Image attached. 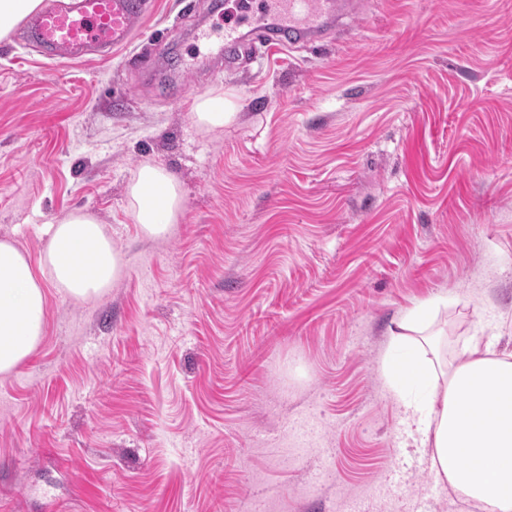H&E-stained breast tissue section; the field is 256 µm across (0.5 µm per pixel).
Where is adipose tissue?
I'll return each instance as SVG.
<instances>
[{
  "instance_id": "obj_1",
  "label": "adipose tissue",
  "mask_w": 512,
  "mask_h": 512,
  "mask_svg": "<svg viewBox=\"0 0 512 512\" xmlns=\"http://www.w3.org/2000/svg\"><path fill=\"white\" fill-rule=\"evenodd\" d=\"M128 197L133 220L149 240L167 237L183 213L179 181L157 164L139 167ZM46 236L36 266L12 239H0V375L14 372L42 341L46 284L84 301L103 296L122 273L120 253L91 212H70L49 225ZM448 305L436 297L399 317L383 376L395 393L418 388L406 402L409 419L452 491L479 512H512V352H495L474 334L456 360L442 362L424 328Z\"/></svg>"
}]
</instances>
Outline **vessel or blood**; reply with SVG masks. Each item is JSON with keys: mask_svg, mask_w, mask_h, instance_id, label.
Segmentation results:
<instances>
[{"mask_svg": "<svg viewBox=\"0 0 512 512\" xmlns=\"http://www.w3.org/2000/svg\"><path fill=\"white\" fill-rule=\"evenodd\" d=\"M224 16V37L212 41L208 59L228 67L239 59L242 33L259 45L321 41L353 7L352 0H234ZM147 0H46L21 29L28 45L49 59L78 61L106 56L129 44Z\"/></svg>", "mask_w": 512, "mask_h": 512, "instance_id": "vessel-or-blood-1", "label": "vessel or blood"}]
</instances>
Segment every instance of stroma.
Instances as JSON below:
<instances>
[{
    "label": "stroma",
    "mask_w": 512,
    "mask_h": 512,
    "mask_svg": "<svg viewBox=\"0 0 512 512\" xmlns=\"http://www.w3.org/2000/svg\"><path fill=\"white\" fill-rule=\"evenodd\" d=\"M135 49L76 65L0 41V238L95 214L124 258L99 299L47 286L0 375V512H474L385 386L394 321L512 350V0H361L317 46L200 66L211 0H151ZM192 97L180 98L182 86ZM238 106L224 128L199 97ZM184 191L144 240L138 167ZM234 104L226 101L223 95L202 98L195 107V121L204 129L224 128L235 115Z\"/></svg>",
    "instance_id": "obj_1"
}]
</instances>
